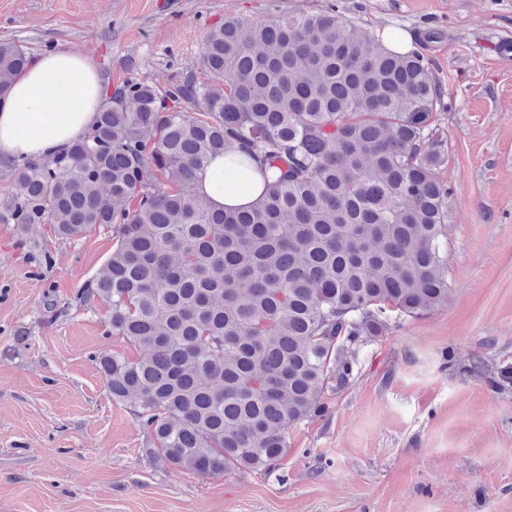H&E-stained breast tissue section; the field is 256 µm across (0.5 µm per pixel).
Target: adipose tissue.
<instances>
[{
	"label": "adipose tissue",
	"instance_id": "1",
	"mask_svg": "<svg viewBox=\"0 0 512 512\" xmlns=\"http://www.w3.org/2000/svg\"><path fill=\"white\" fill-rule=\"evenodd\" d=\"M101 100L90 57L58 50L33 58L0 94V155L43 158L83 138L92 129ZM237 154L216 157L195 173L196 192L217 209H246L265 189L254 162L246 167L250 188L235 187Z\"/></svg>",
	"mask_w": 512,
	"mask_h": 512
}]
</instances>
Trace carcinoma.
I'll return each mask as SVG.
<instances>
[{
  "instance_id": "cac0c4a2",
  "label": "carcinoma",
  "mask_w": 512,
  "mask_h": 512,
  "mask_svg": "<svg viewBox=\"0 0 512 512\" xmlns=\"http://www.w3.org/2000/svg\"><path fill=\"white\" fill-rule=\"evenodd\" d=\"M28 62L0 41V91ZM443 106L423 57L333 9L227 16L192 72L107 84L88 135L0 161V224L112 236L77 303L104 301L108 334L138 351L94 361L146 454L200 476L270 473L288 432L349 387L362 347L452 295ZM232 151L273 179L250 208L217 210L193 172ZM445 363L512 390V364Z\"/></svg>"
}]
</instances>
